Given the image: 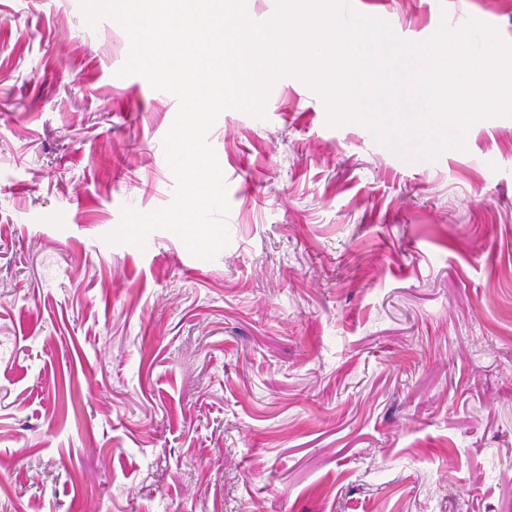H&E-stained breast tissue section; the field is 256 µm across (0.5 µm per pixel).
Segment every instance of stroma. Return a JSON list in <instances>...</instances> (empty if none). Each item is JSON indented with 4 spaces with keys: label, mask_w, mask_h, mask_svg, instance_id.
Instances as JSON below:
<instances>
[{
    "label": "stroma",
    "mask_w": 512,
    "mask_h": 512,
    "mask_svg": "<svg viewBox=\"0 0 512 512\" xmlns=\"http://www.w3.org/2000/svg\"><path fill=\"white\" fill-rule=\"evenodd\" d=\"M420 43L512 0H356ZM80 0H0V512H512V116L402 159L289 76L207 134L228 244L171 203L179 102Z\"/></svg>",
    "instance_id": "1"
}]
</instances>
